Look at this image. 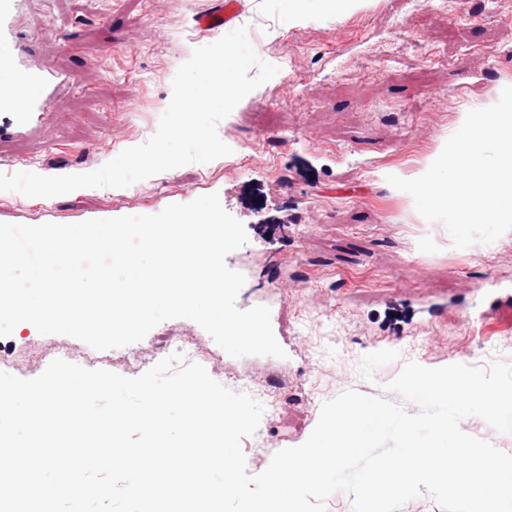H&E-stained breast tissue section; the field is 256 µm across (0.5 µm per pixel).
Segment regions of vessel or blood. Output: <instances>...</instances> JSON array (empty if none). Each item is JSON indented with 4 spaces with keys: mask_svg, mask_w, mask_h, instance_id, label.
Wrapping results in <instances>:
<instances>
[{
    "mask_svg": "<svg viewBox=\"0 0 512 512\" xmlns=\"http://www.w3.org/2000/svg\"><path fill=\"white\" fill-rule=\"evenodd\" d=\"M23 3L0 0V69H7L14 78L13 86L0 87V138L38 126L58 90L71 82L67 75L26 64L17 31ZM240 11V0H216L209 12L197 16V27L208 34L223 30Z\"/></svg>",
    "mask_w": 512,
    "mask_h": 512,
    "instance_id": "obj_1",
    "label": "vessel or blood"
}]
</instances>
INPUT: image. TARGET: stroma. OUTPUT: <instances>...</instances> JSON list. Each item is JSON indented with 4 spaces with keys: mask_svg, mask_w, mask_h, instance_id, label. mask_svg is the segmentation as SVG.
I'll list each match as a JSON object with an SVG mask.
<instances>
[{
    "mask_svg": "<svg viewBox=\"0 0 512 512\" xmlns=\"http://www.w3.org/2000/svg\"><path fill=\"white\" fill-rule=\"evenodd\" d=\"M238 25L277 74L220 122L230 155L156 174L124 188H82L51 198L0 192V222L73 224L151 214L218 194L249 241L232 260L246 283L239 309L263 305L284 357L234 358L189 319L156 326L211 353L221 384L234 374L254 390L295 399L265 410L241 446L247 471L304 443L321 405L346 390L385 395L407 362L512 363V234L455 248L386 178L417 173L456 132L464 112L497 102L512 85V0H428L412 15L400 0H241ZM213 0H25L20 38L34 67L74 85L52 103L46 128L0 140V173L94 171L147 141L178 68L214 43L195 18ZM29 323L0 338V370L23 379L45 363L28 348ZM58 356L120 375L118 350L52 335Z\"/></svg>",
    "mask_w": 512,
    "mask_h": 512,
    "instance_id": "stroma-1",
    "label": "stroma"
}]
</instances>
